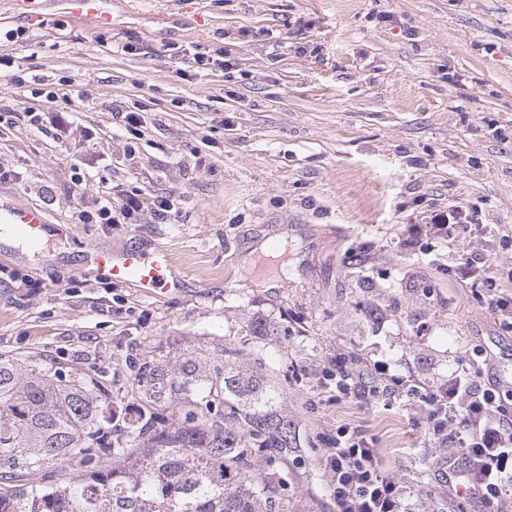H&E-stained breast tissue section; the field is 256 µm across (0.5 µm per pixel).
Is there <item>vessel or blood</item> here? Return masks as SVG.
<instances>
[{"label": "vessel or blood", "instance_id": "1", "mask_svg": "<svg viewBox=\"0 0 512 512\" xmlns=\"http://www.w3.org/2000/svg\"><path fill=\"white\" fill-rule=\"evenodd\" d=\"M62 2L72 16L89 23L103 15V0ZM0 223L12 225L23 237L36 242L46 221L38 208L0 200ZM85 262L114 282L134 285L141 294L149 297L180 285V277L170 254L161 249L146 252L138 248H125L116 251L96 246L86 252Z\"/></svg>", "mask_w": 512, "mask_h": 512}]
</instances>
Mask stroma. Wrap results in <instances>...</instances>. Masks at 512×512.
<instances>
[{
    "mask_svg": "<svg viewBox=\"0 0 512 512\" xmlns=\"http://www.w3.org/2000/svg\"><path fill=\"white\" fill-rule=\"evenodd\" d=\"M82 22L61 0H0L12 72L66 82L76 133L0 124V199L39 207L37 248L0 223V355L128 379L158 355L239 350L282 391L299 430L288 512H334L326 440L337 426L378 448L415 512H446L440 453L419 409L337 401L322 370L353 351L431 382L462 352L498 375L512 331L456 266L491 256L512 286V0H107ZM138 43L135 54L117 45ZM227 52L201 69L195 48ZM142 110L141 138L113 114ZM89 175L78 194L75 171ZM142 190L125 224L82 223L115 185ZM173 200L155 215L157 197ZM459 203L495 235L452 246L425 224ZM287 233L276 254L242 257ZM169 251L182 287L156 298L86 267L92 246ZM356 257L369 280L344 275ZM374 315H367V308ZM263 319L264 336L250 333Z\"/></svg>",
    "mask_w": 512,
    "mask_h": 512,
    "instance_id": "35a3bbf8",
    "label": "stroma"
}]
</instances>
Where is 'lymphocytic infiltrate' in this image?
Listing matches in <instances>:
<instances>
[{
	"instance_id": "obj_1",
	"label": "lymphocytic infiltrate",
	"mask_w": 512,
	"mask_h": 512,
	"mask_svg": "<svg viewBox=\"0 0 512 512\" xmlns=\"http://www.w3.org/2000/svg\"><path fill=\"white\" fill-rule=\"evenodd\" d=\"M43 96L46 113L12 112L8 123L47 128L60 140L70 137L69 97L51 89ZM460 272L463 279L486 285L488 309L512 328V291L497 287L490 260L465 258ZM390 368L389 362L378 361L354 374L344 361H337L336 391L363 399L375 395V380L384 378L386 402L404 396L421 401L429 438L443 450L434 481L455 499L466 495L487 504L504 502L512 494V403L499 384L485 381L467 357L430 385L391 373ZM330 445L326 466L332 473L329 492L336 512H413L404 488L383 468L372 442L340 428Z\"/></svg>"
}]
</instances>
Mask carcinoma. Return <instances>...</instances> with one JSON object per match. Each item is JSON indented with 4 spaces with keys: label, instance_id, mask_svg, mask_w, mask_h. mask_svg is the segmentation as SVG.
I'll use <instances>...</instances> for the list:
<instances>
[{
    "label": "carcinoma",
    "instance_id": "carcinoma-1",
    "mask_svg": "<svg viewBox=\"0 0 512 512\" xmlns=\"http://www.w3.org/2000/svg\"><path fill=\"white\" fill-rule=\"evenodd\" d=\"M239 356L217 347L143 361L139 411L118 420L100 377L0 355V512H284L296 425ZM78 454L89 474L34 482Z\"/></svg>",
    "mask_w": 512,
    "mask_h": 512
}]
</instances>
